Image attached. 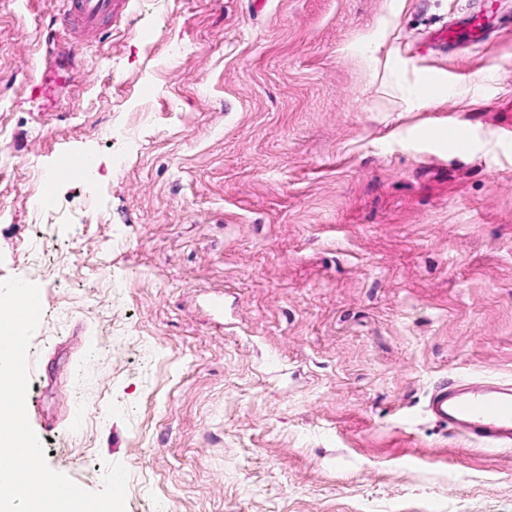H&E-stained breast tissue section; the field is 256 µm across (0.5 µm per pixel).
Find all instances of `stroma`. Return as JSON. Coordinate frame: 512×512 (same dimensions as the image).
I'll use <instances>...</instances> for the list:
<instances>
[{
    "label": "stroma",
    "instance_id": "1",
    "mask_svg": "<svg viewBox=\"0 0 512 512\" xmlns=\"http://www.w3.org/2000/svg\"><path fill=\"white\" fill-rule=\"evenodd\" d=\"M481 8L490 47L430 43ZM52 11L0 0V282L40 289L55 471L123 464L126 512H512V447L424 410L512 381V0H114L72 73Z\"/></svg>",
    "mask_w": 512,
    "mask_h": 512
}]
</instances>
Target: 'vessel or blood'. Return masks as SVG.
Masks as SVG:
<instances>
[{
  "mask_svg": "<svg viewBox=\"0 0 512 512\" xmlns=\"http://www.w3.org/2000/svg\"><path fill=\"white\" fill-rule=\"evenodd\" d=\"M113 0H63L55 16L71 35L70 47L97 40L112 20ZM490 18L484 12L463 18L452 27H441L434 41L454 46L477 42L487 34ZM435 420L471 441L488 446L512 444V383L451 381L435 387L428 404Z\"/></svg>",
  "mask_w": 512,
  "mask_h": 512,
  "instance_id": "b4317fda",
  "label": "vessel or blood"
}]
</instances>
